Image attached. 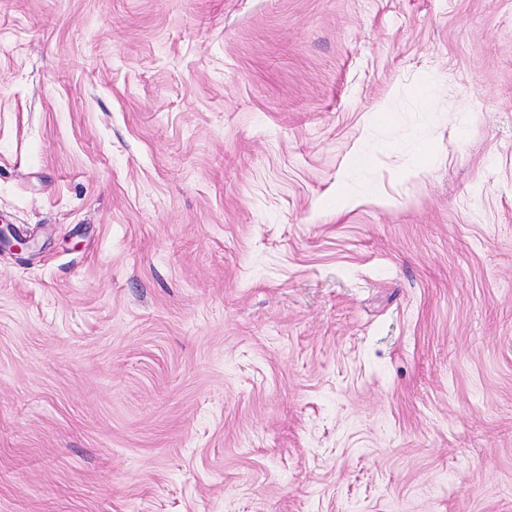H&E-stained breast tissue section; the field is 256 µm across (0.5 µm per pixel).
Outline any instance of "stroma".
Segmentation results:
<instances>
[{"mask_svg":"<svg viewBox=\"0 0 512 512\" xmlns=\"http://www.w3.org/2000/svg\"><path fill=\"white\" fill-rule=\"evenodd\" d=\"M1 224L0 512H512V0H0Z\"/></svg>","mask_w":512,"mask_h":512,"instance_id":"obj_1","label":"stroma"}]
</instances>
